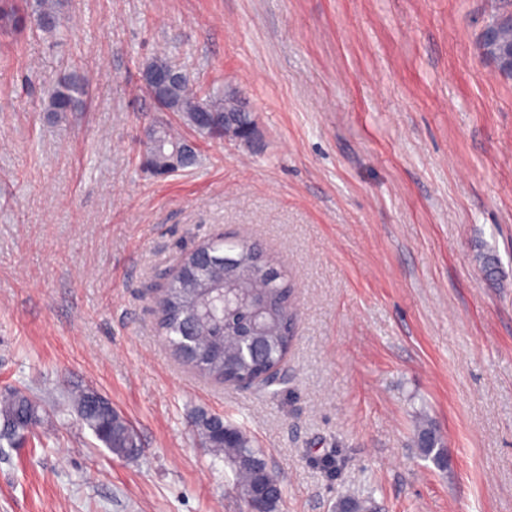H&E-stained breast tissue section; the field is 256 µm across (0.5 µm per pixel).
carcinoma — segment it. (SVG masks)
Instances as JSON below:
<instances>
[{
	"instance_id": "cac0c4a2",
	"label": "carcinoma",
	"mask_w": 512,
	"mask_h": 512,
	"mask_svg": "<svg viewBox=\"0 0 512 512\" xmlns=\"http://www.w3.org/2000/svg\"><path fill=\"white\" fill-rule=\"evenodd\" d=\"M63 0H0V27L18 30L26 17L34 26L51 33L57 29ZM163 64L179 75L174 95L160 90L145 92L166 112L178 114L193 130L204 128L208 137H224L222 121L228 115L236 122L241 140H250L255 131L251 113L246 111L236 94L213 92L201 95L193 79L178 60L163 51L144 66L149 69ZM77 82L60 84L47 91L46 111L68 112L83 94ZM143 165L160 175L158 160L173 155L176 169L192 167L197 162L196 149L166 122L150 126L142 141ZM214 260L205 263L196 255H187L181 267L172 274L158 300V324L166 341L177 356L183 355V337L192 338L187 364L198 374L220 383L260 380L268 388L280 382L279 366L294 337L296 315L292 308L293 289L286 274L263 248L254 242L212 238L205 242ZM236 279L261 305L267 336H246L254 311L250 306L224 305L221 297L222 278ZM80 420L110 452L133 458L141 451L140 437L134 426L120 416L109 400L93 390H81L73 396ZM42 422L41 404L21 389H12L0 400V439L10 443L22 440ZM195 426L204 447L216 457L224 458L235 475V486L243 500L255 489L261 474L268 471L263 452L240 427L217 415L203 414ZM415 443L420 453L434 463L443 462L441 437L432 421L419 418ZM281 486L266 491V512H279ZM335 512H377V505L366 497H341Z\"/></svg>"
}]
</instances>
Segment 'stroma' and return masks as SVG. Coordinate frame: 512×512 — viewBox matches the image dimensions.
Segmentation results:
<instances>
[{
    "instance_id": "stroma-1",
    "label": "stroma",
    "mask_w": 512,
    "mask_h": 512,
    "mask_svg": "<svg viewBox=\"0 0 512 512\" xmlns=\"http://www.w3.org/2000/svg\"><path fill=\"white\" fill-rule=\"evenodd\" d=\"M512 0H65L60 33L0 36V393L42 400L0 441V512H245L197 412L244 427L280 512H512V77L481 48ZM166 47L235 90L252 144L142 166L160 113L140 70ZM85 85L74 111L47 87ZM224 235L275 256L295 333L276 393L199 376L156 297ZM496 259L493 273L484 255ZM93 388L138 431L109 452L68 398ZM436 425L445 463L415 448ZM335 512H377V505L371 495L366 497H340L334 506Z\"/></svg>"
}]
</instances>
